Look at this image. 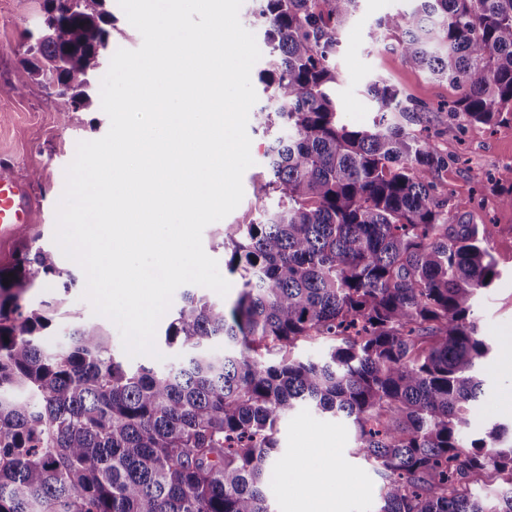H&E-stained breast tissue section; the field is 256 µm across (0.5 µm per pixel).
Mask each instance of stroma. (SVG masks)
Here are the masks:
<instances>
[{
	"label": "stroma",
	"instance_id": "35a3bbf8",
	"mask_svg": "<svg viewBox=\"0 0 512 512\" xmlns=\"http://www.w3.org/2000/svg\"><path fill=\"white\" fill-rule=\"evenodd\" d=\"M41 5L42 0H0V163L35 178L45 198L36 222L41 233L38 244L51 249L55 246L56 207L76 145L103 137L110 122L96 101L73 113L69 123H61L43 84L17 82V68L27 45L25 36L37 31ZM408 6L409 0H359L354 16L336 28L339 51L331 92L341 115L357 126L370 125L378 110L367 93L368 86L377 80L395 85L422 106L418 127L436 135L438 148L447 154L445 186L449 194L463 202L465 221L494 227L491 247L499 277L482 291L473 309L480 332L495 342L494 355L481 365L484 393L469 415L471 429L480 431L490 418L512 423V208L501 203L502 192L512 189V120L492 128L469 125L458 134H444L448 105L459 97L458 88L406 64L393 36L377 29L378 21L386 14ZM247 131L254 163L243 175L245 194L241 203L226 218L230 224L243 222L258 209L252 183L267 174L264 150L268 140L256 122H249ZM57 262L72 274V285L51 278L37 282L27 293V303L33 308L44 301L60 303L42 338L47 349L61 350L73 326L92 323L103 329L112 352L130 367L144 364L166 370L182 361L185 352L176 346H160L157 359L126 356L114 323L93 314L90 304L83 300V270L62 256ZM354 446L353 429L338 424L335 417L306 406L290 413L280 423V447L283 455L294 461L296 471L272 474L267 496L273 512H304L306 504L295 493L297 471L319 469L331 460L339 467L343 484L335 512H376L383 481L373 464L354 455Z\"/></svg>",
	"mask_w": 512,
	"mask_h": 512
}]
</instances>
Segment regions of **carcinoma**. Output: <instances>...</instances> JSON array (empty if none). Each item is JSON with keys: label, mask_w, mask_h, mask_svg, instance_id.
I'll list each match as a JSON object with an SVG mask.
<instances>
[{"label": "carcinoma", "mask_w": 512, "mask_h": 512, "mask_svg": "<svg viewBox=\"0 0 512 512\" xmlns=\"http://www.w3.org/2000/svg\"><path fill=\"white\" fill-rule=\"evenodd\" d=\"M358 2L258 0L273 106L255 119L284 134L252 188L277 202L220 229L242 288L229 310L185 293L164 333L195 350L185 365L130 372L96 324L44 349L55 305L25 294L64 271L28 243L0 268V512H271V472L292 466L278 424L301 405L354 427V454L384 481L378 512H512V425L468 431L492 352L472 314L498 276L493 229L463 220L448 155L411 129L420 109L395 87L370 86L367 128L336 112V26ZM411 2L379 26L407 64L461 90L441 134L511 117L512 0ZM45 4L17 80L41 79L66 121L92 103L112 13ZM311 342L327 355L294 356ZM491 479L494 497L471 491Z\"/></svg>", "instance_id": "cac0c4a2"}]
</instances>
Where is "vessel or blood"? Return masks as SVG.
<instances>
[{
    "label": "vessel or blood",
    "mask_w": 512,
    "mask_h": 512,
    "mask_svg": "<svg viewBox=\"0 0 512 512\" xmlns=\"http://www.w3.org/2000/svg\"><path fill=\"white\" fill-rule=\"evenodd\" d=\"M43 207L36 185L0 166V258H8Z\"/></svg>",
    "instance_id": "1"
}]
</instances>
